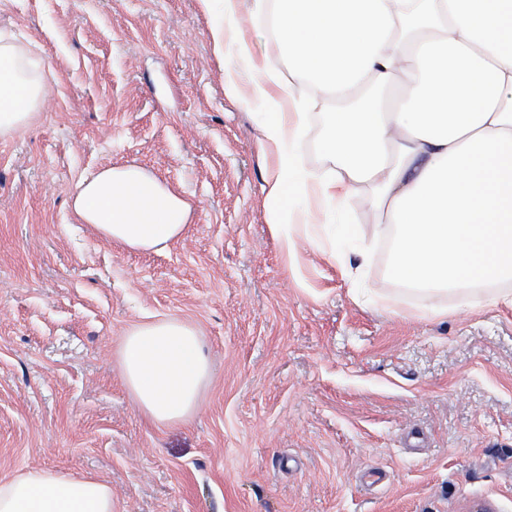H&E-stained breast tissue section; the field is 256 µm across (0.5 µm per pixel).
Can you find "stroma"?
<instances>
[{
  "instance_id": "obj_1",
  "label": "stroma",
  "mask_w": 512,
  "mask_h": 512,
  "mask_svg": "<svg viewBox=\"0 0 512 512\" xmlns=\"http://www.w3.org/2000/svg\"><path fill=\"white\" fill-rule=\"evenodd\" d=\"M213 0H0L41 65L35 119L0 137V482L95 477L112 512H512V307L432 301L389 275L368 188L315 212L356 239L268 222L260 99L224 92ZM321 100L299 150L333 167ZM135 164L189 197L165 249L78 223L83 176ZM178 318L210 378L195 414L145 418L120 368L133 326Z\"/></svg>"
}]
</instances>
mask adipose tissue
Masks as SVG:
<instances>
[{
  "instance_id": "1",
  "label": "adipose tissue",
  "mask_w": 512,
  "mask_h": 512,
  "mask_svg": "<svg viewBox=\"0 0 512 512\" xmlns=\"http://www.w3.org/2000/svg\"><path fill=\"white\" fill-rule=\"evenodd\" d=\"M211 39L254 72L250 95L279 89L292 110L257 128L274 162L263 192L284 252L293 226L329 237L309 209L292 223L285 193L325 205L368 187L392 233L390 273L432 294L488 289V303L512 306V0H221ZM271 22L288 61L258 60L239 23L243 11ZM38 63L0 35V137L27 126L40 107ZM369 95L325 115L322 146L335 165L307 169L298 146L312 92ZM71 209L99 237L159 251L182 236L192 201L151 171L103 168L74 187ZM124 383L142 414L161 425L195 412L209 378L196 330L176 318L138 324L120 347ZM0 512H112V488L94 478L34 470L0 483Z\"/></svg>"
}]
</instances>
